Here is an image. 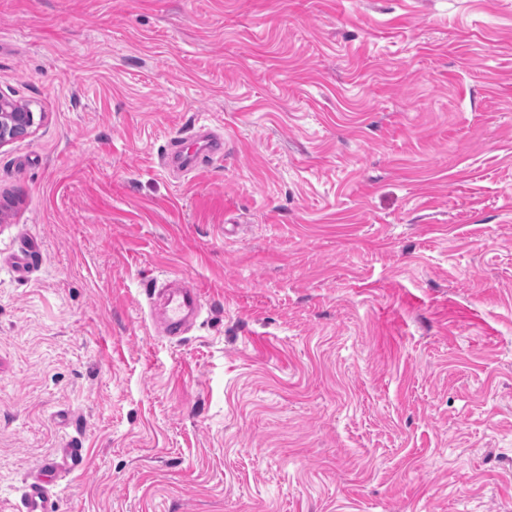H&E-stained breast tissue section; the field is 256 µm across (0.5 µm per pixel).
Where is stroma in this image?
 I'll return each mask as SVG.
<instances>
[{
    "label": "stroma",
    "mask_w": 512,
    "mask_h": 512,
    "mask_svg": "<svg viewBox=\"0 0 512 512\" xmlns=\"http://www.w3.org/2000/svg\"><path fill=\"white\" fill-rule=\"evenodd\" d=\"M0 90V512H512V0H0ZM35 113L0 92V147L12 144L32 133ZM223 138L204 129L188 140L175 139L170 143L169 154L177 159L179 169L189 171L222 152ZM165 293L166 323L164 332L168 336H178L185 331L187 311L197 309L202 300L201 291L197 287L176 289ZM59 471L56 462L49 461L44 464L40 470L41 478L31 482L23 493V512H49L47 506L50 493Z\"/></svg>",
    "instance_id": "1"
}]
</instances>
